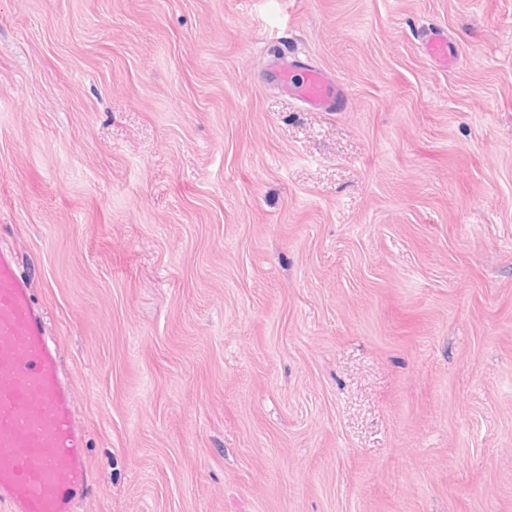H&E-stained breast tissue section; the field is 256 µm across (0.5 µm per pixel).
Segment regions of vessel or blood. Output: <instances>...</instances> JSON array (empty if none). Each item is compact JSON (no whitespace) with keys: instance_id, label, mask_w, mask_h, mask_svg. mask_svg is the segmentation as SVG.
Returning a JSON list of instances; mask_svg holds the SVG:
<instances>
[{"instance_id":"vessel-or-blood-1","label":"vessel or blood","mask_w":512,"mask_h":512,"mask_svg":"<svg viewBox=\"0 0 512 512\" xmlns=\"http://www.w3.org/2000/svg\"><path fill=\"white\" fill-rule=\"evenodd\" d=\"M422 48L442 68L456 55L447 35L426 31ZM273 81L306 108L344 111V86L327 70L295 62L271 70ZM13 251L0 248V502L11 512H72L73 497L91 483L76 424L74 392L46 336L44 312Z\"/></svg>"}]
</instances>
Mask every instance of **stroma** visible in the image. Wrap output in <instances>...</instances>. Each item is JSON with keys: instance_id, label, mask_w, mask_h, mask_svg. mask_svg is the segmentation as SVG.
Listing matches in <instances>:
<instances>
[{"instance_id": "obj_1", "label": "stroma", "mask_w": 512, "mask_h": 512, "mask_svg": "<svg viewBox=\"0 0 512 512\" xmlns=\"http://www.w3.org/2000/svg\"><path fill=\"white\" fill-rule=\"evenodd\" d=\"M0 247L74 512H512V0H0ZM422 48L428 59L438 67H452L456 55L448 35L439 30L429 29L422 39ZM273 81L290 98L306 108L326 112H342L348 103L344 86L327 70L307 66L302 72L294 60L275 65L271 70Z\"/></svg>"}]
</instances>
